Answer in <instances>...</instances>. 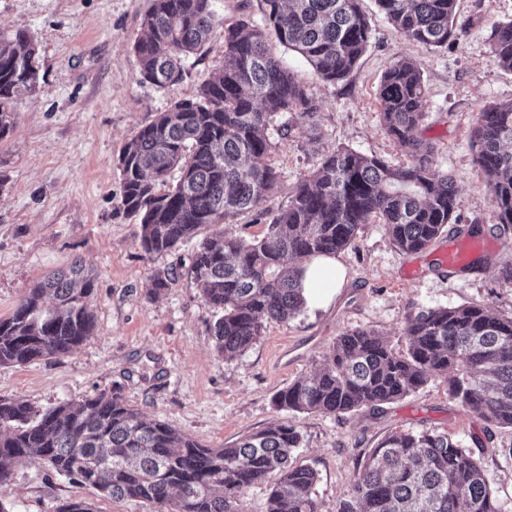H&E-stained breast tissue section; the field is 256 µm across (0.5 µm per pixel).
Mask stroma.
Listing matches in <instances>:
<instances>
[{"label":"stroma","instance_id":"obj_1","mask_svg":"<svg viewBox=\"0 0 512 512\" xmlns=\"http://www.w3.org/2000/svg\"><path fill=\"white\" fill-rule=\"evenodd\" d=\"M152 0H0V31L26 33L37 48L40 85L19 91L11 104L12 130L0 139V318L9 317L34 283L82 259L95 274V329L71 353L23 366H0V398L42 412L119 389L150 419L164 421L217 448L275 421L296 427V464L318 473L319 512H336L371 448L393 430L431 429L472 448L494 496L512 505V463L500 453L512 432L486 437L485 421L448 395L442 379L380 409L341 416L275 409L274 395L320 369L336 338L366 326L391 342L402 337L409 313L461 304L512 316V284L500 277L512 263V239L500 234L491 193L470 143L477 117L489 105L512 101V72L491 53L488 37L512 19V0H457L466 32L448 47L422 49L396 31L375 0H362L372 29L369 46L350 78L321 81L296 52L269 45L305 84L318 107L315 130L294 114L278 117L273 148L263 159L279 173L260 211L208 224L199 238L218 232L253 239L288 204L295 186L323 152L347 147L407 167L413 156L388 135L377 90L384 71L401 57L416 60L426 86L424 137L432 167L452 176L461 207L428 248L400 251L385 226L365 225L354 244L336 254L343 283L326 306L267 323L244 353L219 356L215 312L190 273L193 243L145 254L135 217L117 206L119 162L125 143L158 113L192 97L222 67L224 27L260 20L258 0H213L208 44L191 56L180 82L159 88L141 82L132 51ZM287 133H280V126ZM478 227L481 248L455 266L443 265L450 242L466 243ZM166 285L154 290L156 277ZM85 501L94 512H151L139 500L101 497L89 485L58 476L35 459L18 465L0 485L8 512H54L64 501Z\"/></svg>","mask_w":512,"mask_h":512}]
</instances>
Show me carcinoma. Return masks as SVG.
I'll return each instance as SVG.
<instances>
[{"instance_id": "1", "label": "carcinoma", "mask_w": 512, "mask_h": 512, "mask_svg": "<svg viewBox=\"0 0 512 512\" xmlns=\"http://www.w3.org/2000/svg\"><path fill=\"white\" fill-rule=\"evenodd\" d=\"M263 28L249 20L224 27V60L195 97L173 103L122 150L120 206L136 216L147 254L170 251L208 224L261 207L279 173L259 160L273 148L269 128L288 112L313 124L317 106L304 83L267 48L265 32L299 53L323 82L347 80L371 30L361 0H260ZM389 23L427 49L448 47L464 28L457 0H376ZM212 0H153L133 45L142 80L158 87L182 78L184 62L209 40ZM489 46L512 71V20L493 27ZM39 85L36 48L17 32L0 34V138L13 127L14 94ZM425 82L401 58L382 75L378 100L387 133L416 163L395 168L351 149L323 154L288 205L259 238L223 232L199 242L191 273L210 308L218 353L248 349L270 321L305 305L302 273L318 256L354 244L377 218L395 246L420 252L459 211L452 177L431 166L424 138ZM499 230L512 231V101L479 113L472 133ZM179 170L176 183L170 173ZM94 276L77 258L36 282L12 315L0 319V366L65 356L95 328ZM405 347L367 327L336 338L326 365L280 390L274 404L297 413L342 415L405 398L443 378L448 395L495 429L512 431V317L485 306L422 309L406 316ZM295 427L274 423L222 448H208L169 424L148 420L117 393L40 414L0 399V484L14 467L39 458L59 475L111 499H135L155 512H244L248 488L272 485L266 512H317L316 471L291 463ZM336 512H508L481 463L460 442L429 430L392 431L367 455Z\"/></svg>"}]
</instances>
